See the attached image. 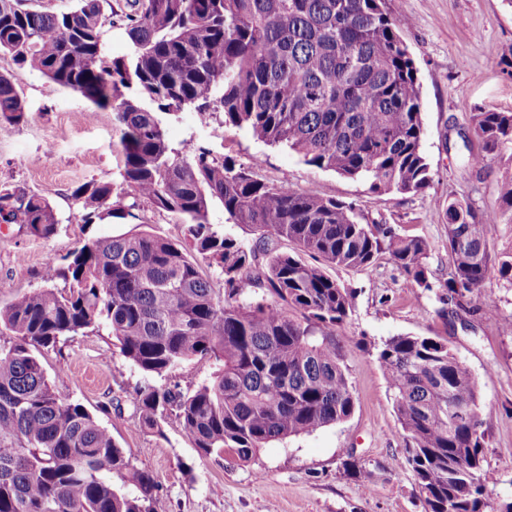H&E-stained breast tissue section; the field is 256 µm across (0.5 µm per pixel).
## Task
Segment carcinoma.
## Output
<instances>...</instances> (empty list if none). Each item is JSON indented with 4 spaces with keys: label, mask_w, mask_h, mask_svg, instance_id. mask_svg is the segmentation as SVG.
<instances>
[{
    "label": "carcinoma",
    "mask_w": 512,
    "mask_h": 512,
    "mask_svg": "<svg viewBox=\"0 0 512 512\" xmlns=\"http://www.w3.org/2000/svg\"><path fill=\"white\" fill-rule=\"evenodd\" d=\"M390 2L77 0L45 12L0 0V52L112 114L119 180L76 187L85 222L131 217L143 200L183 228L180 240L148 231L90 239L64 265L49 259L41 287L0 307V336L12 337L0 344V512H155L152 475L48 379L42 352L63 338L105 329L126 360L160 376L197 357L214 361L192 391L150 388L135 401L143 428L160 435L173 418L206 454L227 450L248 463L272 442L352 415L337 332L357 291L329 269L370 271L387 255L429 289L427 242L397 224L361 223L351 203L265 179L255 161L175 148L164 125L187 111L219 114L373 192H425L433 171L402 37L409 21ZM118 21L129 50L112 58L107 33ZM27 117L1 72L0 122ZM467 119L481 145L468 164L494 172L498 204L479 219L468 202L448 201L441 303L512 285V246L493 263L486 249L489 227L512 226V112ZM215 205L227 223L250 228L252 242L211 223ZM0 224L48 238L59 220L45 198L0 189ZM282 239L292 250L276 249ZM58 278L69 288H56ZM377 360L425 512H489L476 378L439 336H392Z\"/></svg>",
    "instance_id": "cac0c4a2"
}]
</instances>
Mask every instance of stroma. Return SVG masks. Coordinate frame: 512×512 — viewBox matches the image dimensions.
Instances as JSON below:
<instances>
[{"label":"stroma","instance_id":"stroma-1","mask_svg":"<svg viewBox=\"0 0 512 512\" xmlns=\"http://www.w3.org/2000/svg\"><path fill=\"white\" fill-rule=\"evenodd\" d=\"M392 6L412 21L403 39L418 68L423 150L434 171L426 193L371 192L362 180L306 166L295 153L258 142L217 117L186 112L166 125L174 147L204 146L242 162L261 157L264 177L354 203L362 223L398 224L427 241L429 291L387 258L368 275L334 271L359 291L355 311L338 334L357 398L350 418L271 444L247 464L228 453L205 456L174 420L159 435L144 429L134 402L149 387H196L213 371L212 360L195 359L163 376L147 374L121 355L104 329L63 339L42 354L58 391L81 403L132 464L153 475L157 512H424L405 462L392 392L376 358L383 341L404 333L446 338L477 378L487 433L484 466L496 477L489 501L493 512L512 505V335L499 324L512 316V284L496 283L487 293L485 305L497 311L490 319L482 308L453 302L444 306L447 316H438L442 306L435 294L448 277L449 200H467L480 212L497 197L493 174L467 164L480 144L465 115L478 108L512 112V58L503 55L512 43V0H392ZM0 71L10 74L29 113L19 124L0 122V187L46 198L59 218L57 233L46 239L0 224V305L39 287L48 258H63L90 238L133 233L143 224L180 238L174 216L146 201L132 217L86 223L73 189L118 178L111 114L93 112L90 102L10 56L0 54ZM350 458L368 473V485L348 472Z\"/></svg>","mask_w":512,"mask_h":512}]
</instances>
